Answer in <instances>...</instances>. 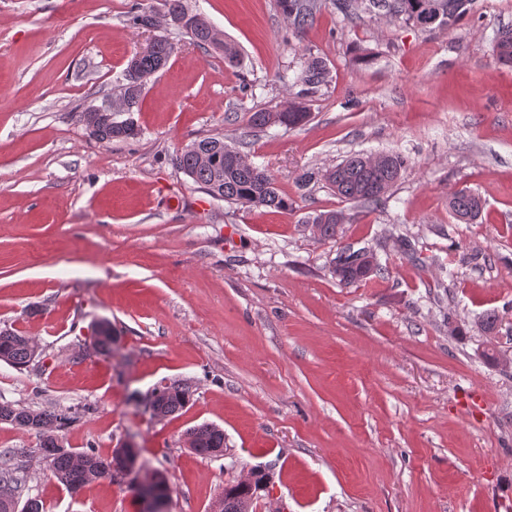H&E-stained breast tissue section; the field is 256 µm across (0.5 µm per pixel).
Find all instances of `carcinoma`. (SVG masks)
<instances>
[{"mask_svg":"<svg viewBox=\"0 0 512 512\" xmlns=\"http://www.w3.org/2000/svg\"><path fill=\"white\" fill-rule=\"evenodd\" d=\"M363 5L364 12L383 15L390 19L412 24L423 13L430 11L438 17L436 27L453 28L471 8L473 0H336L337 12L346 21L356 18L352 7ZM283 12L292 20L297 36H303L320 10L321 0H280ZM164 14H185L188 8L184 0H163ZM190 13V12H188ZM192 20V41L200 48L213 47L211 26L196 13H190ZM494 50L500 63L512 66V28L502 29L495 39ZM169 39L160 36L155 40L152 52L137 60V69L145 74L154 72L161 63L169 59ZM329 69L320 57L304 58L298 75L302 94L318 92L328 83ZM308 111L301 102L274 112H254L249 123L263 129L279 125L292 129L303 125ZM135 122L128 117L113 120L109 126L98 128L92 133L100 142L114 139H129ZM197 150L183 151L173 156L175 166L188 176L199 188L215 199L224 200L243 207L264 206L274 209H288V197L280 193L273 176L264 169L256 170L243 160L242 153L224 143L222 137H206L195 142ZM406 166V159L400 154L371 155L355 154L333 168L318 174L307 169L297 178L301 188L307 187L318 177L330 185L341 199L364 204L377 205L399 179ZM452 216L464 224H474L481 217L483 200L469 188L455 191L448 200ZM346 216L340 211H328L316 215L312 224L316 233L324 240L337 236L339 225ZM382 267L375 254L369 250L344 248L337 253L334 274L342 284H359L379 274ZM112 325L107 323L95 329L94 347L100 355L112 352L114 344ZM37 356V346L32 340L15 329L0 330V360L15 366H26ZM191 397L190 387L175 380L161 391L154 390L148 398V405L155 416L166 418L185 408ZM76 416L68 412H50L31 407H19L11 402H0V423L17 428L33 430L39 434V451L50 458L48 470L67 490L75 493L85 485L108 476L112 469L125 465V449L113 450L111 459L102 458L94 449L83 451L66 450L58 443L57 433L70 424ZM189 447L198 455L213 456L214 449L224 447V430L211 424H202L188 433ZM9 483L13 493H0V512H43L42 504L28 499L22 509H17V497L24 485V478L9 467L0 468V484ZM269 483L264 471H254L250 477L224 486V501L221 512H249L257 493Z\"/></svg>","mask_w":512,"mask_h":512,"instance_id":"obj_1","label":"carcinoma"}]
</instances>
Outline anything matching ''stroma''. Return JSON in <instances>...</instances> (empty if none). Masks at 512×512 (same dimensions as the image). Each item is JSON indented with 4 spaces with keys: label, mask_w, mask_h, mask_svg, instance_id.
Returning <instances> with one entry per match:
<instances>
[{
    "label": "stroma",
    "mask_w": 512,
    "mask_h": 512,
    "mask_svg": "<svg viewBox=\"0 0 512 512\" xmlns=\"http://www.w3.org/2000/svg\"><path fill=\"white\" fill-rule=\"evenodd\" d=\"M240 51L231 67L166 21L134 25L160 0H0V329L34 339L24 368L0 361V402L77 410L65 448L135 445L139 478L163 477L169 512H220L224 485L268 470L253 512H512V68L494 53L512 0H475L453 29L343 21L333 0L296 37L278 0H185ZM176 46L152 76L133 140L102 143L80 120L116 97L129 59L155 35ZM373 58L361 64L357 54ZM327 87L296 129L250 128L301 89L303 55ZM223 137L273 175L285 210L217 200L178 170V149ZM405 157L385 202L339 199L302 171L353 154ZM485 201L474 224L448 197ZM346 214L336 239L311 224ZM411 241L415 255L398 247ZM344 247L384 273L344 285ZM496 311L497 335L482 315ZM111 322L113 354L91 326ZM193 397L159 420L165 380ZM485 396L481 416L463 405ZM224 431L226 453L194 454L188 432ZM36 432L0 424V451L46 512H142L129 478L70 493ZM448 209L452 216L464 224H474L481 217L483 200L469 188L455 191L448 200Z\"/></svg>",
    "instance_id": "stroma-1"
}]
</instances>
